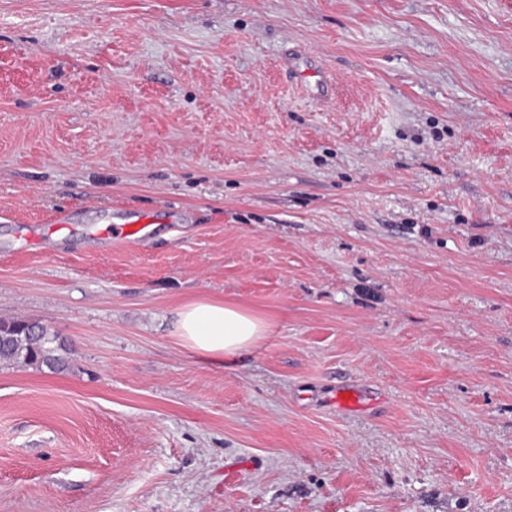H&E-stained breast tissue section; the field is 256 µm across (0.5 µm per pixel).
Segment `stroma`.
Wrapping results in <instances>:
<instances>
[{"instance_id":"obj_1","label":"stroma","mask_w":512,"mask_h":512,"mask_svg":"<svg viewBox=\"0 0 512 512\" xmlns=\"http://www.w3.org/2000/svg\"><path fill=\"white\" fill-rule=\"evenodd\" d=\"M1 318L0 512H512V0H0ZM283 65L305 83L313 98L320 101L328 99L332 81L313 55L296 51L284 59ZM266 330L263 318L238 303L198 298L179 308L175 336L194 353L221 361L255 345ZM25 325L18 320H0V363L45 366L52 372L64 371L68 366L64 354L66 349L56 343L57 337L43 325Z\"/></svg>"}]
</instances>
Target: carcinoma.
I'll return each mask as SVG.
<instances>
[{
    "instance_id": "obj_1",
    "label": "carcinoma",
    "mask_w": 512,
    "mask_h": 512,
    "mask_svg": "<svg viewBox=\"0 0 512 512\" xmlns=\"http://www.w3.org/2000/svg\"><path fill=\"white\" fill-rule=\"evenodd\" d=\"M56 340L40 324L27 327L18 320H0V363L45 366L62 372L68 366L66 350Z\"/></svg>"
}]
</instances>
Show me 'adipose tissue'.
<instances>
[{
	"mask_svg": "<svg viewBox=\"0 0 512 512\" xmlns=\"http://www.w3.org/2000/svg\"><path fill=\"white\" fill-rule=\"evenodd\" d=\"M266 330L263 318L238 303L198 298L180 307L175 334L184 347L219 361L255 345Z\"/></svg>",
	"mask_w": 512,
	"mask_h": 512,
	"instance_id": "ef3b65f1",
	"label": "adipose tissue"
}]
</instances>
